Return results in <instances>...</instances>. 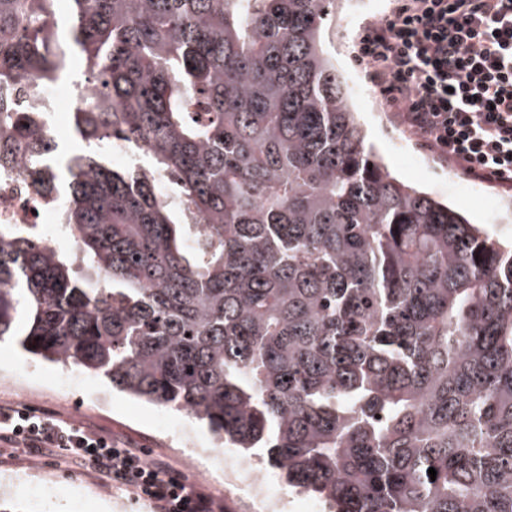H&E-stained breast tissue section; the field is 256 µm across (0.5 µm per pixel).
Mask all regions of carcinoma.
I'll use <instances>...</instances> for the list:
<instances>
[{
  "label": "carcinoma",
  "mask_w": 512,
  "mask_h": 512,
  "mask_svg": "<svg viewBox=\"0 0 512 512\" xmlns=\"http://www.w3.org/2000/svg\"><path fill=\"white\" fill-rule=\"evenodd\" d=\"M336 0H0V89L78 58L61 227L0 224V340L203 421L328 512H512V246L398 181L324 47ZM0 137L48 148L0 99ZM437 471L431 479L428 470Z\"/></svg>",
  "instance_id": "carcinoma-1"
}]
</instances>
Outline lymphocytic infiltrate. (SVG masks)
<instances>
[{
	"label": "lymphocytic infiltrate",
	"mask_w": 512,
	"mask_h": 512,
	"mask_svg": "<svg viewBox=\"0 0 512 512\" xmlns=\"http://www.w3.org/2000/svg\"><path fill=\"white\" fill-rule=\"evenodd\" d=\"M358 58L424 148L476 180L512 187V0H396L364 28ZM0 442L61 456L153 512H225L163 461L25 405H0Z\"/></svg>",
	"instance_id": "1"
}]
</instances>
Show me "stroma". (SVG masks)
<instances>
[{
    "instance_id": "obj_1",
    "label": "stroma",
    "mask_w": 512,
    "mask_h": 512,
    "mask_svg": "<svg viewBox=\"0 0 512 512\" xmlns=\"http://www.w3.org/2000/svg\"><path fill=\"white\" fill-rule=\"evenodd\" d=\"M393 0H340L336 20L326 31L325 43L337 66L353 88L352 103L376 152L402 182L448 204L490 237L512 243V188H502L472 179L422 148L390 113L389 106L373 86L365 66L357 60L356 37L366 24L390 14ZM416 163H409V156ZM38 376L23 378L28 366ZM80 377L79 385L56 394L52 388L61 378ZM27 403L38 413L73 420L110 435L129 448L145 450L149 457L170 465L179 477L202 485L222 499L229 512H241L245 489L229 481L224 466L214 457L209 434L186 413L159 411L158 407L133 401L112 390L100 377L81 369H61L50 363H33L16 340L0 341V404ZM205 444L206 450L187 465L176 448V429ZM45 491L48 512H148L144 501L101 482L91 470L72 472L53 457H28L0 445V512H34L37 491Z\"/></svg>"
}]
</instances>
